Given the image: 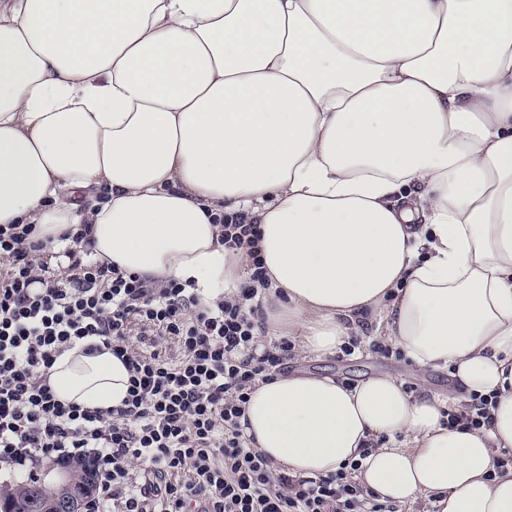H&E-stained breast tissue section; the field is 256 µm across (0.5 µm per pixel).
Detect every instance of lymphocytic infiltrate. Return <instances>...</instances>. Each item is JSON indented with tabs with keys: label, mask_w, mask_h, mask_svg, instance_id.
<instances>
[{
	"label": "lymphocytic infiltrate",
	"mask_w": 512,
	"mask_h": 512,
	"mask_svg": "<svg viewBox=\"0 0 512 512\" xmlns=\"http://www.w3.org/2000/svg\"><path fill=\"white\" fill-rule=\"evenodd\" d=\"M34 231L0 225L1 466L32 476L45 464L90 465L86 512H388L351 466L290 476L240 428L251 390L294 356L288 338L261 339L257 294L270 281L256 225L223 218L220 241L249 257V276L210 301L90 260L85 226L64 252L73 275L59 278ZM88 337L130 373L121 407L61 402L47 382L57 356Z\"/></svg>",
	"instance_id": "f902f5d3"
}]
</instances>
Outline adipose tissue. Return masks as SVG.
I'll list each match as a JSON object with an SVG mask.
<instances>
[{
	"mask_svg": "<svg viewBox=\"0 0 512 512\" xmlns=\"http://www.w3.org/2000/svg\"><path fill=\"white\" fill-rule=\"evenodd\" d=\"M260 230L268 325L336 355L365 314L415 367L488 399L258 383L242 431L300 478L428 512H512V0H0V224L49 252L236 291L218 218ZM87 340L59 399L107 411L129 373ZM458 422H451V415Z\"/></svg>",
	"mask_w": 512,
	"mask_h": 512,
	"instance_id": "1",
	"label": "adipose tissue"
}]
</instances>
